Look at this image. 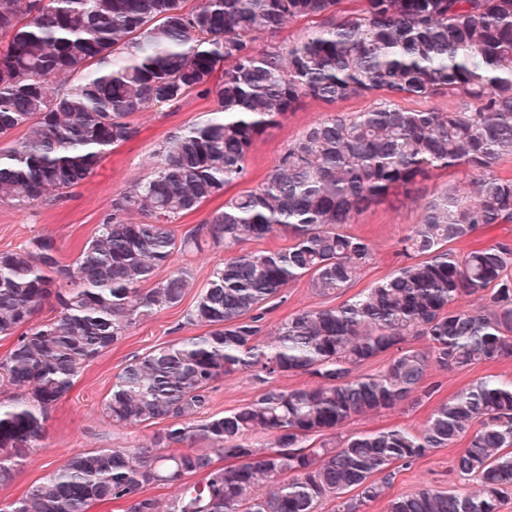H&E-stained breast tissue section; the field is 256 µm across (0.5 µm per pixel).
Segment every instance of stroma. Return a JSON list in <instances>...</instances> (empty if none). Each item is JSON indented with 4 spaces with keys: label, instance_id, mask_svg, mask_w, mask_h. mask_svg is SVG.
I'll use <instances>...</instances> for the list:
<instances>
[{
    "label": "stroma",
    "instance_id": "obj_1",
    "mask_svg": "<svg viewBox=\"0 0 512 512\" xmlns=\"http://www.w3.org/2000/svg\"><path fill=\"white\" fill-rule=\"evenodd\" d=\"M372 105L371 99L358 98L336 103L309 99L282 123L259 137L248 156V174L232 185L227 195L208 199L199 208L180 216L179 232L185 233L205 224L209 215L223 207L226 196L252 189L276 164L288 143L296 139L309 125L329 113L363 112ZM216 104L212 98L190 94L178 103L135 112L130 121L135 136L112 150L95 173L70 190L59 200L40 202L20 209L0 203V251L19 250L36 236L52 238L64 259L76 257L84 241L95 235L103 216L112 209L115 195L144 179L150 173L159 143L174 132L205 119ZM456 186L471 191V178L462 171H441L423 181L415 198L402 202L387 201L358 216L349 225L350 233L373 244V257L356 279L341 292L330 296L312 293L307 280L300 279L285 288L281 303L266 316L268 329L300 312L335 307L349 300L373 282L387 277L406 264L401 241L417 224L421 197H429ZM223 245H206L202 251L176 255L172 266L157 270L156 279L165 278L171 267H188L194 278L181 305L167 308L145 318L118 343L105 349L91 360L75 381L71 390L47 413L44 437L37 448L18 468L13 482L0 487V503H9L34 482L49 475L67 456L101 448H135L148 443L154 427L127 429L112 425L101 410L112 389V381L123 366L168 342L197 335L196 327L186 325L184 315L195 301L210 271L224 262ZM512 381V356L490 363H481L463 371H432L429 380L436 384L433 395L420 406H403L391 411L370 413L352 419V431H380L402 427L417 432L424 428L438 404L484 377ZM259 382L243 376L227 377L216 383L209 406L210 412L234 410L253 400L261 391ZM465 441L438 448L414 462L398 468L388 490L389 497L409 494L421 488H431L451 494L476 492L475 479L461 478L452 469V462L465 448Z\"/></svg>",
    "mask_w": 512,
    "mask_h": 512
}]
</instances>
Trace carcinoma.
<instances>
[{
  "label": "carcinoma",
  "mask_w": 512,
  "mask_h": 512,
  "mask_svg": "<svg viewBox=\"0 0 512 512\" xmlns=\"http://www.w3.org/2000/svg\"><path fill=\"white\" fill-rule=\"evenodd\" d=\"M342 2L0 0V136L24 130L0 150V203L26 208L79 185L134 136L128 117L141 109L193 91L218 104L160 146L146 179L115 195L74 261L44 236L0 251V336L14 337L0 357V387L13 391L0 400V486L87 363L183 301L190 270L155 282L156 271L207 239L229 253L186 314L204 332L134 358L112 382L103 413L123 428L165 424L150 444L72 454L0 512H319L336 498L337 512H362L396 468L464 437L452 468L477 477V493L421 489L390 499L388 512H500L512 490V382L483 378L460 390L418 434L342 429L357 415L420 405L435 388L433 367L512 355V242L462 255L449 247L512 224V175L497 170L512 156V0ZM299 19L312 26L297 39L258 43ZM60 74L75 80L53 94ZM447 94L464 108L402 105ZM308 98L375 104L308 127L255 187L210 214L206 234L177 237L174 221L243 179L255 140ZM457 168L475 195L453 187L423 203L404 239L412 262L263 338L266 305L289 283L307 276L313 293L329 296L370 263L372 245L347 225L411 195L431 172ZM134 211L144 220L129 222ZM276 235L288 244L238 251ZM51 301L57 314L32 324ZM410 336L427 349L407 346ZM381 356L382 371L357 373ZM235 375L266 388L207 414L213 385ZM288 375L311 382L273 384ZM259 434L271 443L256 444ZM175 483L182 492L163 506L148 494Z\"/></svg>",
  "instance_id": "obj_1"
}]
</instances>
